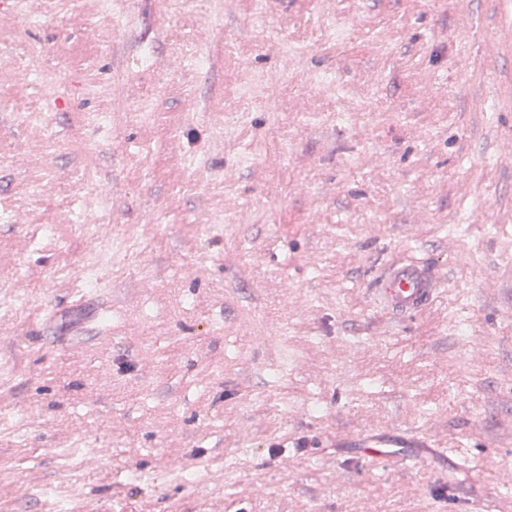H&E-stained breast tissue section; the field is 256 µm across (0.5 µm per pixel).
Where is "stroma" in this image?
Instances as JSON below:
<instances>
[{
    "instance_id": "35a3bbf8",
    "label": "stroma",
    "mask_w": 512,
    "mask_h": 512,
    "mask_svg": "<svg viewBox=\"0 0 512 512\" xmlns=\"http://www.w3.org/2000/svg\"><path fill=\"white\" fill-rule=\"evenodd\" d=\"M111 3L0 27V512L512 499V7ZM396 257L445 281L402 323ZM443 279L421 260L399 259L381 268L369 290L371 303L391 319L423 314L437 298ZM386 438H392L391 443H385ZM352 448H413L402 445V440L397 433L379 434L374 432L367 433L362 439H354Z\"/></svg>"
}]
</instances>
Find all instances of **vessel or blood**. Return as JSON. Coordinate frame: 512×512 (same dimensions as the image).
<instances>
[{
  "mask_svg": "<svg viewBox=\"0 0 512 512\" xmlns=\"http://www.w3.org/2000/svg\"><path fill=\"white\" fill-rule=\"evenodd\" d=\"M442 284L428 263L406 258L394 260L375 277L369 299L391 318L408 320L420 316L432 305Z\"/></svg>",
  "mask_w": 512,
  "mask_h": 512,
  "instance_id": "vessel-or-blood-1",
  "label": "vessel or blood"
}]
</instances>
